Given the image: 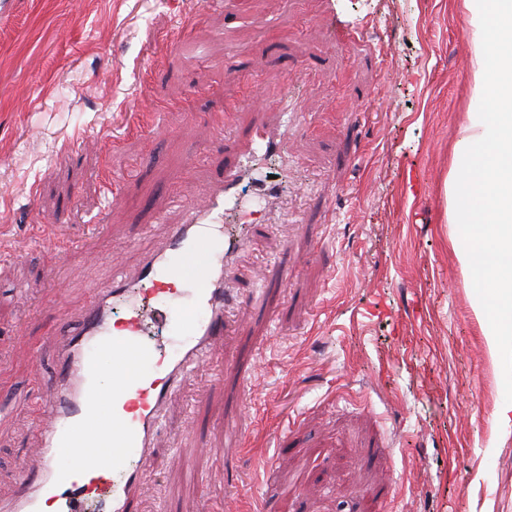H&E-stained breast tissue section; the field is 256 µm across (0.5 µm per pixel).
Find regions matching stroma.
I'll return each instance as SVG.
<instances>
[{"mask_svg": "<svg viewBox=\"0 0 512 512\" xmlns=\"http://www.w3.org/2000/svg\"><path fill=\"white\" fill-rule=\"evenodd\" d=\"M464 0H10L0 12V500L34 466L22 401L90 281L136 272L293 94L279 207L166 407L135 512H512V428L449 222L474 46ZM307 69L290 85L288 71ZM120 203L108 205L104 179ZM167 224L154 221L155 213ZM79 240L59 256L50 241ZM58 267L56 297L45 273Z\"/></svg>", "mask_w": 512, "mask_h": 512, "instance_id": "1", "label": "stroma"}]
</instances>
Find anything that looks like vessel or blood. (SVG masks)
I'll use <instances>...</instances> for the list:
<instances>
[{
	"mask_svg": "<svg viewBox=\"0 0 512 512\" xmlns=\"http://www.w3.org/2000/svg\"><path fill=\"white\" fill-rule=\"evenodd\" d=\"M276 125L255 126L247 145L225 166L207 204L183 205L165 245L146 256L136 276L114 267L108 283L89 286L92 304L76 333L54 337L57 368L52 398L35 420L41 445L37 470L20 471L18 489L0 512H132L138 485L158 460L161 409L214 340L224 335L235 255L250 241L255 214L277 205V187L261 159L281 154L299 110L275 106ZM256 186L252 199L236 195L242 180ZM233 214L238 232L223 225ZM122 318H114V311ZM167 329L163 347L144 337V313ZM86 456L71 455L75 446Z\"/></svg>",
	"mask_w": 512,
	"mask_h": 512,
	"instance_id": "1",
	"label": "vessel or blood"
}]
</instances>
